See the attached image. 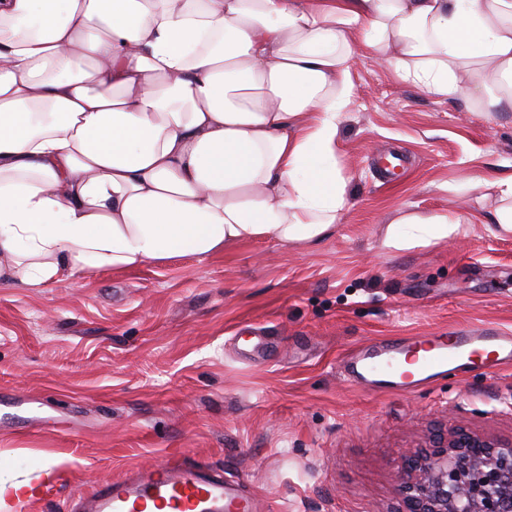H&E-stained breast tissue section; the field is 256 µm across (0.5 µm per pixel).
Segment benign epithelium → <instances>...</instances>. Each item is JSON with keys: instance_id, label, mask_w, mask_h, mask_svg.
I'll list each match as a JSON object with an SVG mask.
<instances>
[{"instance_id": "obj_1", "label": "benign epithelium", "mask_w": 512, "mask_h": 512, "mask_svg": "<svg viewBox=\"0 0 512 512\" xmlns=\"http://www.w3.org/2000/svg\"><path fill=\"white\" fill-rule=\"evenodd\" d=\"M396 491L404 512H512V439L457 429L405 456Z\"/></svg>"}]
</instances>
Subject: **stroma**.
<instances>
[{"mask_svg":"<svg viewBox=\"0 0 512 512\" xmlns=\"http://www.w3.org/2000/svg\"><path fill=\"white\" fill-rule=\"evenodd\" d=\"M351 81L338 154L350 206L321 242L0 283V512H66L175 452L239 481L259 512H400L402 459L432 432L512 436V366L412 392L350 386L339 367L378 338L512 330V233L487 220L496 196L469 187L512 175V112L488 120L368 61ZM405 209L465 222L384 248Z\"/></svg>","mask_w":512,"mask_h":512,"instance_id":"1","label":"stroma"}]
</instances>
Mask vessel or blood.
Returning <instances> with one entry per match:
<instances>
[{
	"label": "vessel or blood",
	"instance_id": "b4317fda",
	"mask_svg": "<svg viewBox=\"0 0 512 512\" xmlns=\"http://www.w3.org/2000/svg\"><path fill=\"white\" fill-rule=\"evenodd\" d=\"M419 358L416 372L403 359ZM512 365V331L495 325L460 327L427 336H393L369 344L344 363L346 382L381 391H412L448 371H496ZM70 512H256L237 481L170 456L153 469L132 468L123 477L80 495Z\"/></svg>",
	"mask_w": 512,
	"mask_h": 512
}]
</instances>
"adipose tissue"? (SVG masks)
Returning <instances> with one entry per match:
<instances>
[{"instance_id": "ef3b65f1", "label": "adipose tissue", "mask_w": 512, "mask_h": 512, "mask_svg": "<svg viewBox=\"0 0 512 512\" xmlns=\"http://www.w3.org/2000/svg\"><path fill=\"white\" fill-rule=\"evenodd\" d=\"M512 110V0H0V277L315 244L355 59ZM406 212L383 244L450 238Z\"/></svg>"}]
</instances>
